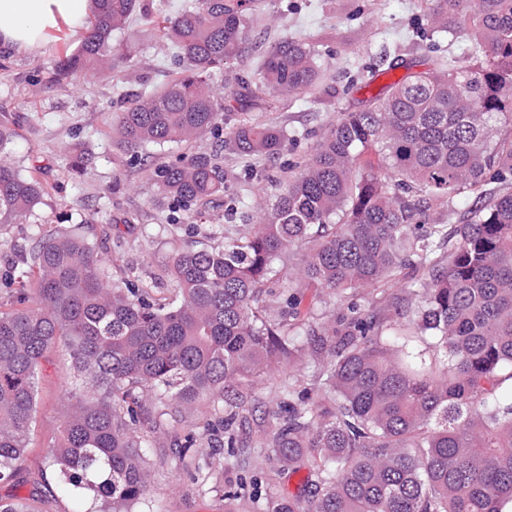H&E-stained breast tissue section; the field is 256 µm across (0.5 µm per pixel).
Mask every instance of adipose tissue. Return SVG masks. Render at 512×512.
Segmentation results:
<instances>
[{
	"instance_id": "ef3b65f1",
	"label": "adipose tissue",
	"mask_w": 512,
	"mask_h": 512,
	"mask_svg": "<svg viewBox=\"0 0 512 512\" xmlns=\"http://www.w3.org/2000/svg\"><path fill=\"white\" fill-rule=\"evenodd\" d=\"M92 10V0H0V52H32L50 32L77 34Z\"/></svg>"
}]
</instances>
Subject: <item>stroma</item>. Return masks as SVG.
I'll list each match as a JSON object with an SVG mask.
<instances>
[{
	"instance_id": "1",
	"label": "stroma",
	"mask_w": 512,
	"mask_h": 512,
	"mask_svg": "<svg viewBox=\"0 0 512 512\" xmlns=\"http://www.w3.org/2000/svg\"><path fill=\"white\" fill-rule=\"evenodd\" d=\"M420 0H255L251 39L241 56L229 61L216 84L237 89L239 80L253 81L267 50L280 35L317 38L325 90L281 97L268 122L280 127L286 148L271 159L249 158L231 150L221 153L225 170L234 173L227 197L254 207L271 198L275 184L289 165L305 159L339 113L356 105L369 89L345 91V84L376 66L381 57L425 56L467 60L473 54L464 40L447 36H419L415 21ZM142 20H134L114 34L117 43H140L144 51L116 77L58 83L52 66L62 50H76L81 38L49 42L25 53L0 52V115L15 123L17 137L11 159L20 171L31 165L44 168L51 190L30 214L0 234V277L10 273L14 246L31 247L39 229L81 225L82 232L109 262L113 278L137 272L146 277L161 272L173 252L196 240L192 213L172 215L156 202L151 178L154 168L181 156L175 147L149 146L131 156L113 148L110 131L131 97L166 83L177 70L167 50L147 41ZM88 149L93 165L85 177L75 176L67 156L74 145ZM79 378L69 361L51 353L39 376L38 409L32 445L18 462V488L0 484V496L29 495L34 483L58 485L59 475L46 449L59 425V395ZM156 481L146 499L160 512H224V494L240 480L253 493L264 495L261 477L268 469L264 457L244 459L219 449L213 459L216 478L207 485L193 483L171 449L161 448L150 458Z\"/></svg>"
}]
</instances>
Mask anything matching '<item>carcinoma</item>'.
I'll return each instance as SVG.
<instances>
[{"label":"carcinoma","instance_id":"obj_1","mask_svg":"<svg viewBox=\"0 0 512 512\" xmlns=\"http://www.w3.org/2000/svg\"><path fill=\"white\" fill-rule=\"evenodd\" d=\"M83 43L52 78L100 77L142 51L112 43L140 0H94ZM252 0H197L149 18L181 72L136 98L112 144L193 151L154 171L159 196L200 223L230 175L211 139L246 157H273L283 130L224 111L216 71L249 40ZM426 31L470 41L475 61L416 69L380 61L369 81L406 74L342 112L274 201L243 213L221 246L188 244L158 276L116 281L79 228L53 229L21 252L0 302V482L31 444L38 375L53 352L84 378L62 394L47 455L85 512H137L149 488L153 434L199 411L223 415L183 435L177 456L194 479L212 474L211 436L239 455L274 462L265 504L244 488L226 499L244 512H502L512 504V0H423ZM316 46L272 44L248 112H270L267 90L290 96L322 84ZM16 129L0 120V224L19 221L48 192L40 167L9 160ZM89 155L72 151L82 176ZM474 208L455 224L456 198ZM410 279L419 287L362 291ZM347 305L338 321L302 289ZM306 335H299L300 329ZM283 385L267 425L251 427L258 379ZM305 472L284 496L285 478ZM0 512H39L0 497Z\"/></svg>","mask_w":512,"mask_h":512}]
</instances>
